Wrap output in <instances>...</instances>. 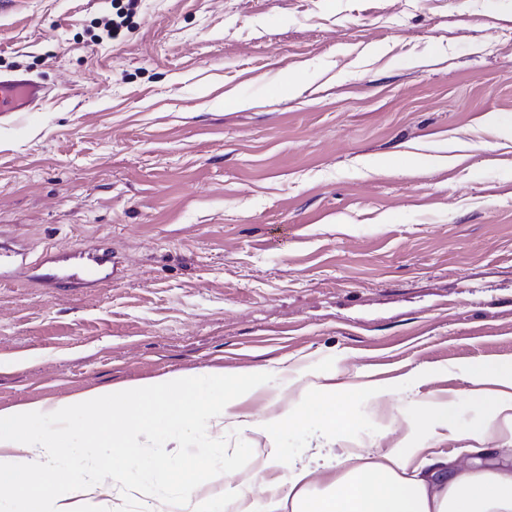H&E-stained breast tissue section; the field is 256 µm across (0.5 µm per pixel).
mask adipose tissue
<instances>
[{
    "label": "adipose tissue",
    "mask_w": 512,
    "mask_h": 512,
    "mask_svg": "<svg viewBox=\"0 0 512 512\" xmlns=\"http://www.w3.org/2000/svg\"><path fill=\"white\" fill-rule=\"evenodd\" d=\"M474 382L491 405L490 419L461 429L450 402L435 400L429 404L434 428L482 441L498 425L512 427V360L477 368ZM264 390L261 374L201 369L0 409V493L8 496L12 512H75L74 496L89 501L110 493L112 456L138 455L143 441L160 433L230 424L267 442L251 449L249 466L224 462V499L234 512H281L286 504L291 512H512V467L479 457L457 463L416 444L411 431L373 457L347 449L289 460L276 445L279 433L317 416L335 424L345 397L335 386L312 383L304 389L309 405L303 413L285 408L259 418L242 413L241 405ZM107 404L111 424L96 422ZM80 424L87 463L69 473L65 495L46 499L40 486L52 478L53 461L71 447ZM268 472L276 473L275 481L265 480ZM156 474L158 483L177 484L184 512H204L198 494L207 475L202 463L179 470L160 466Z\"/></svg>",
    "instance_id": "adipose-tissue-1"
}]
</instances>
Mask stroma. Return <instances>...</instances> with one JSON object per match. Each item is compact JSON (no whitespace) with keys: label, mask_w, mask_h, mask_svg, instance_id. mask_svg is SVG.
I'll return each mask as SVG.
<instances>
[{"label":"stroma","mask_w":512,"mask_h":512,"mask_svg":"<svg viewBox=\"0 0 512 512\" xmlns=\"http://www.w3.org/2000/svg\"><path fill=\"white\" fill-rule=\"evenodd\" d=\"M13 73L48 94L0 117V237L120 272L0 280V408L224 367L266 376L260 415L330 377L347 414L284 430L290 457L413 426L466 460L426 404L484 420L472 370L512 357V0H0ZM252 445L188 433L114 468L202 461L219 510ZM73 259L66 267L63 268L61 274L45 273L35 277L50 281H59L69 287H81L88 284L85 275L98 269L101 272L111 270L109 274L114 275L117 272L116 262L112 257V252L108 248H98L95 251L80 254L66 258L58 254H46L40 266L48 265L56 269L59 263Z\"/></svg>","instance_id":"1"}]
</instances>
